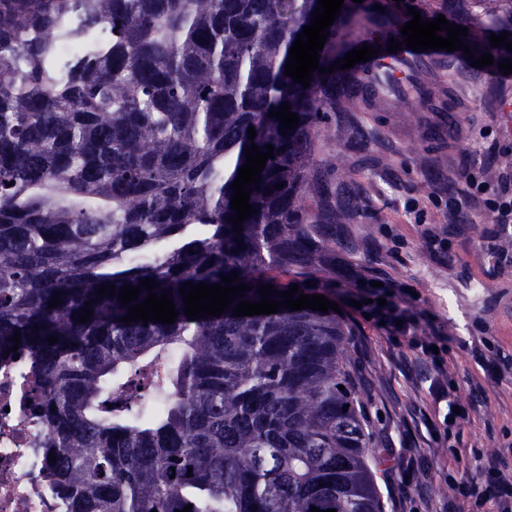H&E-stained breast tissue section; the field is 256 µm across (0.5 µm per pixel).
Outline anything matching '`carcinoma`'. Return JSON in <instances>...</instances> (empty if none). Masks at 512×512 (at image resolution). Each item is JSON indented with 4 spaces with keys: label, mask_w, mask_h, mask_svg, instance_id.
<instances>
[{
    "label": "carcinoma",
    "mask_w": 512,
    "mask_h": 512,
    "mask_svg": "<svg viewBox=\"0 0 512 512\" xmlns=\"http://www.w3.org/2000/svg\"><path fill=\"white\" fill-rule=\"evenodd\" d=\"M316 7L0 0V353L21 334L67 512H381L336 312L237 317L238 297L191 321L179 293L233 271L251 302L262 285L289 289L288 270L323 263L359 196L346 187L318 224L300 206L309 186L328 193L312 160L325 114L360 94L342 70L314 72L306 89L285 75ZM383 9L403 39L405 20ZM365 24L342 10L319 67ZM284 102L300 121L281 132L269 112ZM267 144L239 232L232 183L246 148ZM147 277L169 292L174 323L125 324L128 307L98 294ZM157 382L164 409L133 411Z\"/></svg>",
    "instance_id": "obj_1"
}]
</instances>
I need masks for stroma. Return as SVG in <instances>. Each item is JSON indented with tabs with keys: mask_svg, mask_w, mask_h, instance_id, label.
Returning <instances> with one entry per match:
<instances>
[{
	"mask_svg": "<svg viewBox=\"0 0 512 512\" xmlns=\"http://www.w3.org/2000/svg\"><path fill=\"white\" fill-rule=\"evenodd\" d=\"M395 9L445 16L485 43L512 35V0H398ZM454 56L443 94L455 118L418 116L414 101L397 112L360 108L330 114L314 144L327 182L360 191L338 226L333 261L310 277L333 282L328 298L352 331L344 362L375 438L368 461L381 512H470L460 482L480 481L494 464L512 478V225L460 205L465 173L488 180L489 166L512 155V117L501 109L512 77ZM418 201L426 205L419 222L410 211ZM431 234L440 248L430 249ZM376 281L415 292L420 337L448 341L443 372L410 338L380 336L362 317L357 304L372 298ZM439 386L469 408L450 429L449 400L433 395Z\"/></svg>",
	"mask_w": 512,
	"mask_h": 512,
	"instance_id": "1",
	"label": "stroma"
}]
</instances>
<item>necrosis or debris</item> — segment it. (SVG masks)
Instances as JSON below:
<instances>
[{"label": "necrosis or debris", "instance_id": "4bbe7bcc", "mask_svg": "<svg viewBox=\"0 0 512 512\" xmlns=\"http://www.w3.org/2000/svg\"><path fill=\"white\" fill-rule=\"evenodd\" d=\"M34 389L26 357L0 358V512H64L36 451L45 427L29 409Z\"/></svg>", "mask_w": 512, "mask_h": 512}]
</instances>
